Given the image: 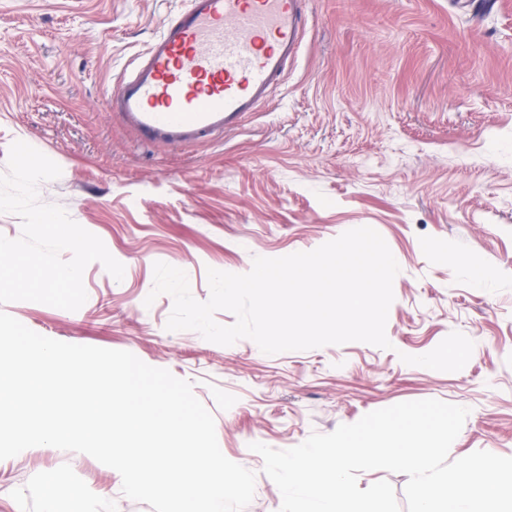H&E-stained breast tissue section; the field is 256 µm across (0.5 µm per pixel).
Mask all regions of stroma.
Here are the masks:
<instances>
[{
    "mask_svg": "<svg viewBox=\"0 0 512 512\" xmlns=\"http://www.w3.org/2000/svg\"><path fill=\"white\" fill-rule=\"evenodd\" d=\"M185 0H0V173L23 141L62 173L41 202L64 208L123 264L84 270L75 311L15 301L0 311L43 336L133 353L188 380L222 453L256 475L244 512L282 497L254 442L277 450L401 402L469 408L449 457H512V0L477 15L459 0H307L298 64L223 140L144 145L109 104L115 83ZM375 229L400 271L386 335L264 354L166 328L154 265L208 269L308 252ZM493 272L474 287L438 248ZM89 455L37 449L0 460V512H153Z\"/></svg>",
    "mask_w": 512,
    "mask_h": 512,
    "instance_id": "1",
    "label": "stroma"
}]
</instances>
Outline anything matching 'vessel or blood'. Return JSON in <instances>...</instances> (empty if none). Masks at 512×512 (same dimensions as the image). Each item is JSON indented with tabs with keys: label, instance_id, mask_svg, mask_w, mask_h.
I'll return each instance as SVG.
<instances>
[{
	"label": "vessel or blood",
	"instance_id": "vessel-or-blood-1",
	"mask_svg": "<svg viewBox=\"0 0 512 512\" xmlns=\"http://www.w3.org/2000/svg\"><path fill=\"white\" fill-rule=\"evenodd\" d=\"M306 0H187L112 91L140 141L223 139L257 111L299 58Z\"/></svg>",
	"mask_w": 512,
	"mask_h": 512
}]
</instances>
